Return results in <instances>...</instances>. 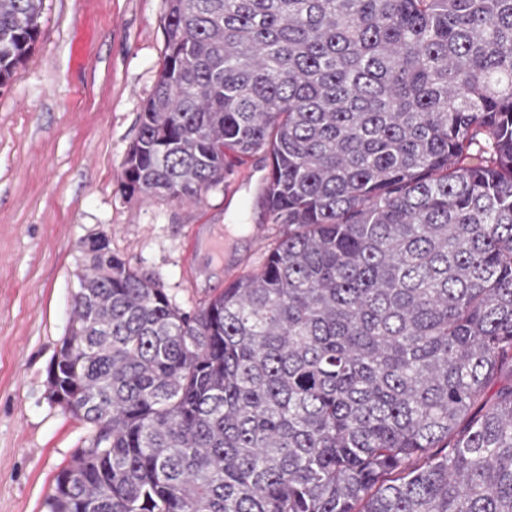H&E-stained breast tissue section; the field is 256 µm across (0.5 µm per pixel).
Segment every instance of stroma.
I'll return each instance as SVG.
<instances>
[{"mask_svg": "<svg viewBox=\"0 0 512 512\" xmlns=\"http://www.w3.org/2000/svg\"><path fill=\"white\" fill-rule=\"evenodd\" d=\"M164 11V0H44L33 53L0 91V512H47L58 474L92 434L48 384L79 288L81 240L107 234L193 311L230 282L208 248L186 254L196 228L220 239L240 218L262 226L260 239L232 236L248 271L281 235L258 202L260 152L197 202L122 194V162L161 67ZM191 265L206 278L192 281Z\"/></svg>", "mask_w": 512, "mask_h": 512, "instance_id": "1", "label": "stroma"}]
</instances>
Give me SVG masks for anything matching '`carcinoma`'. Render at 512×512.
Segmentation results:
<instances>
[{"mask_svg":"<svg viewBox=\"0 0 512 512\" xmlns=\"http://www.w3.org/2000/svg\"><path fill=\"white\" fill-rule=\"evenodd\" d=\"M121 190L265 155L281 238L201 308L82 243L50 512H512V0H164ZM43 0H0V89Z\"/></svg>","mask_w":512,"mask_h":512,"instance_id":"1","label":"carcinoma"}]
</instances>
